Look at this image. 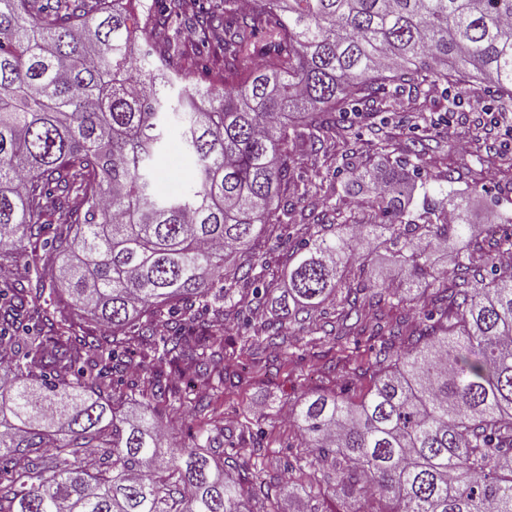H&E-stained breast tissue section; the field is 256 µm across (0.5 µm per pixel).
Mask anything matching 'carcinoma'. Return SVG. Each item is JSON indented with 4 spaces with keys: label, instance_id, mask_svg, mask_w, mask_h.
Here are the masks:
<instances>
[{
    "label": "carcinoma",
    "instance_id": "1",
    "mask_svg": "<svg viewBox=\"0 0 512 512\" xmlns=\"http://www.w3.org/2000/svg\"><path fill=\"white\" fill-rule=\"evenodd\" d=\"M0 0V258H29L35 276L0 286V512H243L286 490L309 512L330 494L360 512H512V266L471 274L466 209L433 207L416 224L402 209L406 178L371 182L380 221L314 231L288 257L276 298L291 323L328 300L343 321L382 335L367 360L373 386L359 400L307 392L291 407L307 480L271 485L249 450L250 472L224 469L216 438L172 443L178 410L170 370L224 383V345L205 315L234 308V287L269 294L254 241L266 226L300 224L329 176L345 190L370 171L342 156L294 177L300 153L347 140L346 115L371 120L388 145L394 95L429 97L472 80L512 104V0H215L183 8L151 0ZM259 55V63L247 59ZM204 70L208 85L186 83ZM177 133L191 164L185 190H156L164 142ZM484 162L512 171V155ZM390 248L410 280L361 296L345 268L362 241ZM453 254L460 288L440 287L430 255ZM237 253L224 273L225 253ZM61 266L95 333L74 334L49 273ZM227 280L214 291L206 278ZM430 279L424 321L368 329L364 304L394 310L411 282ZM147 388L146 409L124 376Z\"/></svg>",
    "mask_w": 512,
    "mask_h": 512
}]
</instances>
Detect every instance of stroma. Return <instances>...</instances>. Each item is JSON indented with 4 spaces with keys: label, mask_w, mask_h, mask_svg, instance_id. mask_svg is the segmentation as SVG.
<instances>
[{
    "label": "stroma",
    "mask_w": 512,
    "mask_h": 512,
    "mask_svg": "<svg viewBox=\"0 0 512 512\" xmlns=\"http://www.w3.org/2000/svg\"><path fill=\"white\" fill-rule=\"evenodd\" d=\"M401 110L395 111L390 128L395 151L392 156L379 153L375 134L367 121L354 120V136L347 142H336L328 156L301 155L296 176L301 181L313 180L317 171L327 166H339L346 154H356L360 160L383 167L389 158H401L417 123V113L409 106L408 95H400ZM499 103L491 89L479 83L468 86L465 92L437 88L428 98V114L438 119L452 116L459 130H470L485 120L487 113L498 111ZM432 164L429 179H413L409 184L405 215L417 219L423 212L424 199L439 185L466 205L473 226L474 238L464 248L472 253L473 266L481 272L489 271V258L497 250L498 234L512 233V223L492 229L483 221L484 213L512 214V172L487 169L479 161V152L464 153L457 149L454 139H446L431 151ZM326 196L333 204L351 215L358 224H374L379 218L377 205L368 191L348 194L343 179L333 180L326 188ZM310 224H292L281 231L279 242L263 241L262 251L271 270L277 275L275 288H283L280 274L287 253L307 239L313 232ZM347 278L360 287L388 286L391 281L403 280L404 271L396 266L389 252L382 248L370 250L367 259L352 260ZM247 330H239L233 312H226L219 334L224 342V384L216 386L211 380L200 378L190 392L191 400L171 414L167 429L176 431L183 443H191L198 431L208 430L221 441L245 442L249 431L261 428L260 452L268 469L266 478L284 479L287 465L302 452L300 432L294 423L290 408L304 392L344 391L352 399L361 398L371 385V374L366 369L367 342L358 349L340 352L336 335L341 330L339 309L333 302H325L304 326H291L288 347L284 350L268 348L264 342L268 328L278 321V311L268 303L250 316ZM250 343H243V336ZM215 402L223 418L216 423H205L196 416L193 400Z\"/></svg>",
    "instance_id": "35a3bbf8"
}]
</instances>
